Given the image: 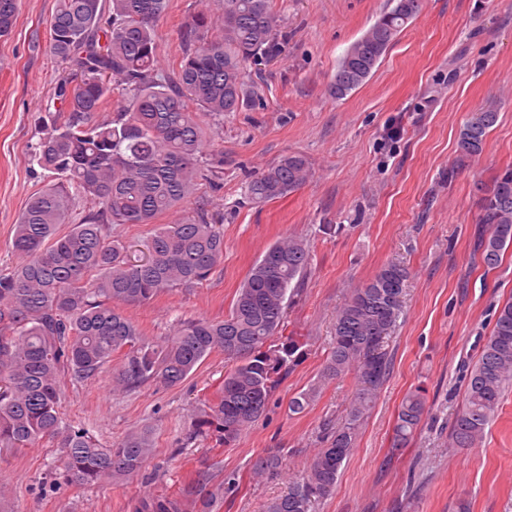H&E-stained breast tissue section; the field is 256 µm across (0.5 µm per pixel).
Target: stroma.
I'll list each match as a JSON object with an SVG mask.
<instances>
[{
    "label": "stroma",
    "mask_w": 512,
    "mask_h": 512,
    "mask_svg": "<svg viewBox=\"0 0 512 512\" xmlns=\"http://www.w3.org/2000/svg\"><path fill=\"white\" fill-rule=\"evenodd\" d=\"M288 29L282 55L253 65L262 99L209 118L205 153H224L219 187L168 215L176 222L206 209L224 230V262L208 281L180 288L125 314L146 336L164 339L176 324L228 313L252 264L276 240L307 241L311 267L291 293L285 331L303 337L305 355L258 421L231 446L187 441L191 417L224 377L212 353L182 384L117 390L111 373L65 383L63 411L100 444L151 430L154 480L104 485L56 483L62 470L54 441L0 450V485L10 512H129L151 491L179 492L202 463L222 462L240 480L214 512H263L287 494L322 446L323 423L345 420L358 391L355 373L321 378L338 307L353 288L391 261L410 270L404 311L387 342L388 378L360 427L336 487L315 512H512V389L472 448L449 445L467 376L497 312L512 300V248L495 269L474 251L484 232L482 199L494 177L512 170V0H422L372 78L346 98L328 93L347 48L390 8L391 0H273ZM55 0H21L12 34L0 38V269L14 266L12 227L44 172L31 153L61 108L69 70L47 48ZM220 0H171L156 27L161 65L179 53L178 32ZM495 105L497 121L481 154L467 157L458 134L468 113ZM307 157L311 175L286 197L252 203L248 181L287 154ZM316 394L304 411L291 398ZM420 392L425 412L414 437L394 449L397 410ZM285 454L275 478L252 473L268 449Z\"/></svg>",
    "instance_id": "35a3bbf8"
}]
</instances>
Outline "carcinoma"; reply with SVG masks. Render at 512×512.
Listing matches in <instances>:
<instances>
[{"label":"carcinoma","instance_id":"1","mask_svg":"<svg viewBox=\"0 0 512 512\" xmlns=\"http://www.w3.org/2000/svg\"><path fill=\"white\" fill-rule=\"evenodd\" d=\"M340 58L329 84L342 99L369 79L421 0H394ZM170 0H56L49 21V51L71 66L60 87L65 107L33 148V160L49 181L33 193L13 225L15 265L0 270V448L20 451L43 438L59 441L62 466L80 484L110 483L122 476L151 479L146 463L154 452L147 430L105 448L84 427L64 422L60 412L65 380L81 384L121 358L117 388L135 391L153 384L176 386L215 351L233 362L223 385L197 409L187 439L213 437L229 445L265 411L302 357L303 342L281 331L288 290L307 271L311 255L304 240L283 238L251 266L224 318L180 323L158 343L124 313L173 288L210 278L224 261V231L205 210L174 224L163 215L195 196L201 182L223 174L224 155L202 158L204 119L224 117L254 102L261 85L246 65L282 54L288 41L272 0H224L222 23L204 12L180 30L181 57L170 70L159 68L157 20ZM20 0H0V37L15 25ZM119 93L122 109L100 112ZM494 105L468 115L459 131L466 156L484 148L495 124ZM310 175L301 154H289L248 184L258 204L283 198ZM88 204L72 219L76 201ZM475 244L484 266H498L512 246V170L489 189ZM150 225L140 241L143 257L131 258L112 227ZM407 268L389 263L354 289L336 312L332 347L321 378L350 371L360 389L346 422L326 425V447L301 481L264 512H310L330 495L339 470L352 453L356 434L380 388L391 360L384 340L400 315ZM512 386V301L498 310L482 354L471 370L465 403L455 416L450 439L471 448L493 419L505 388ZM425 411L418 393L400 404L395 442L405 445ZM282 450L267 452L253 465L256 475L278 473ZM218 464L195 470L177 494L145 493L131 512H213L224 491L239 487L235 477L215 482Z\"/></svg>","mask_w":512,"mask_h":512}]
</instances>
